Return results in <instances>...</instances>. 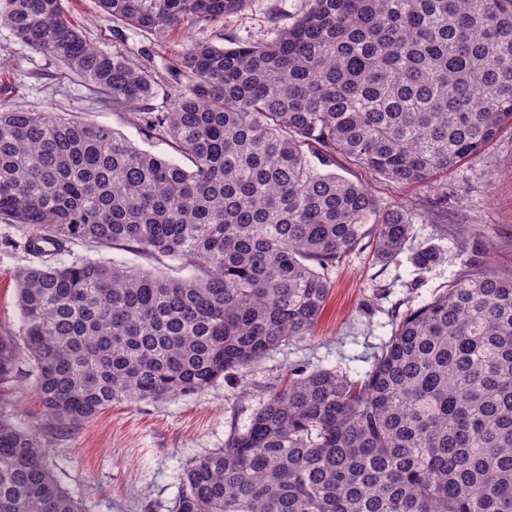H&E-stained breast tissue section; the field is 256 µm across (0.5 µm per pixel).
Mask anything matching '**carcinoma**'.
Wrapping results in <instances>:
<instances>
[{"label": "carcinoma", "mask_w": 512, "mask_h": 512, "mask_svg": "<svg viewBox=\"0 0 512 512\" xmlns=\"http://www.w3.org/2000/svg\"><path fill=\"white\" fill-rule=\"evenodd\" d=\"M63 2L0 0V24L190 165L0 104V221L53 258L16 272L20 325L0 336V512H82L49 443L7 411L19 368L57 434L248 370L311 334L337 261L366 239L389 260L409 239L416 213L380 209L336 157L419 184L512 124V0H313L272 41L194 46L160 107L152 73L89 44ZM99 2L164 33L245 0ZM78 243L175 275L68 259ZM176 512H512V276L467 263L361 379L291 370L245 431L186 466Z\"/></svg>", "instance_id": "1"}]
</instances>
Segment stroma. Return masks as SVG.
Returning a JSON list of instances; mask_svg holds the SVG:
<instances>
[{
	"instance_id": "stroma-1",
	"label": "stroma",
	"mask_w": 512,
	"mask_h": 512,
	"mask_svg": "<svg viewBox=\"0 0 512 512\" xmlns=\"http://www.w3.org/2000/svg\"><path fill=\"white\" fill-rule=\"evenodd\" d=\"M311 7V0H245L234 13L208 23L185 22L159 35L112 19L96 0H66L68 20L96 48L119 53L152 69L155 103L173 95L169 77L195 44L228 47L275 39ZM0 102L17 110L69 114L122 133L142 149L166 158L174 150L148 140L121 110L101 102L82 80L48 56L22 43L0 25ZM337 174L364 184L383 209L418 211L403 252L379 261L365 242L328 273L330 291L312 335L292 339L248 372L225 374L204 391L159 402L115 404L93 421L53 441L49 464L83 512H175L186 465L223 448L232 432L244 431L255 410L291 370L335 369L357 378L410 310L443 292L473 256L499 273H512V126H505L480 155L403 185L369 174L337 157ZM448 209L433 210L438 191ZM435 246L448 256L432 269H417L412 256ZM14 225L0 223V336L18 330L16 270L34 263Z\"/></svg>"
}]
</instances>
